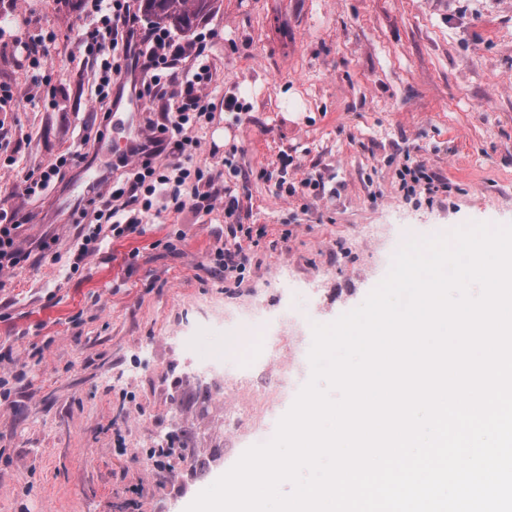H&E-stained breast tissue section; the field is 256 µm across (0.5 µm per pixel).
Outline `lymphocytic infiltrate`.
<instances>
[{
	"instance_id": "1",
	"label": "lymphocytic infiltrate",
	"mask_w": 512,
	"mask_h": 512,
	"mask_svg": "<svg viewBox=\"0 0 512 512\" xmlns=\"http://www.w3.org/2000/svg\"><path fill=\"white\" fill-rule=\"evenodd\" d=\"M82 7L90 19L85 52L100 62L99 102L109 103L112 79L122 73L120 60L135 47L143 74L138 99L147 103L164 94L168 103L160 119L145 122L150 149L134 155L127 178L112 182L110 198L95 211L94 223L81 225L72 252L77 266L99 251L106 237L143 234L157 197L169 199L175 208L195 211L212 209L215 200L199 191L200 184L211 183L210 172L190 164L200 147L194 131L211 105L212 65L202 47L186 51L167 27H143L132 0H82ZM21 228L16 214L0 211V274L27 262L32 252L44 257L53 248L48 239L38 241L35 249L25 248ZM228 231L229 242L214 252V272L227 280L242 274L246 257L241 241L253 233L242 224L229 225Z\"/></svg>"
}]
</instances>
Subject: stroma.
<instances>
[{
  "mask_svg": "<svg viewBox=\"0 0 512 512\" xmlns=\"http://www.w3.org/2000/svg\"><path fill=\"white\" fill-rule=\"evenodd\" d=\"M1 15L39 46L55 91L0 53V83L23 95L0 106V208L31 215L29 234L56 236L59 257L0 275V377L25 375L0 401V512H185L265 441L224 414L272 386L267 365L251 391L196 402L211 377L193 362L241 333L225 306L261 305L278 333L292 313L308 335L360 306L408 238L512 224V0H217L195 24L216 36L193 163L214 189L237 188V214L163 209L71 270L85 204L64 202L82 166L39 197L20 185L75 150L120 162L99 138L98 66L75 52L88 20L79 0H0ZM409 158L439 178L434 199L401 190ZM231 222L258 230L236 281L210 270ZM182 428L210 460L202 477L146 454Z\"/></svg>",
  "mask_w": 512,
  "mask_h": 512,
  "instance_id": "35a3bbf8",
  "label": "stroma"
}]
</instances>
